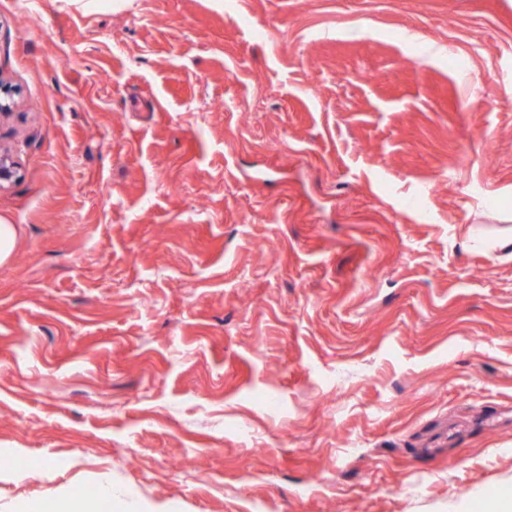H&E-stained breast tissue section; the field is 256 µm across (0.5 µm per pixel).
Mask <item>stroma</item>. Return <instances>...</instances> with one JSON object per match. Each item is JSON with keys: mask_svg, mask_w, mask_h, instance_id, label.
Returning a JSON list of instances; mask_svg holds the SVG:
<instances>
[{"mask_svg": "<svg viewBox=\"0 0 512 512\" xmlns=\"http://www.w3.org/2000/svg\"><path fill=\"white\" fill-rule=\"evenodd\" d=\"M0 79V512L512 501V0H0Z\"/></svg>", "mask_w": 512, "mask_h": 512, "instance_id": "stroma-1", "label": "stroma"}]
</instances>
